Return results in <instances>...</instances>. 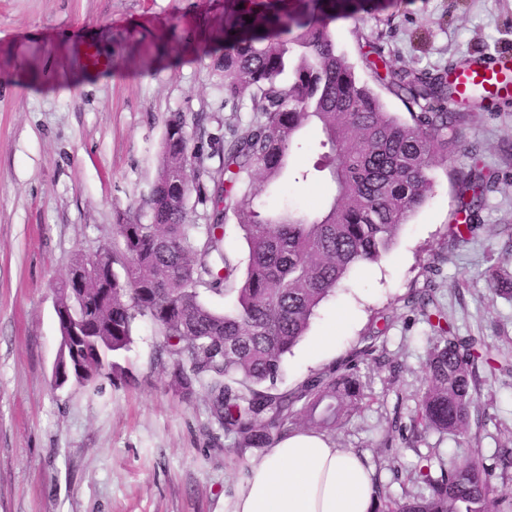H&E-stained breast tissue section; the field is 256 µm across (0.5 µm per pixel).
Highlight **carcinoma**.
<instances>
[{"label": "carcinoma", "instance_id": "obj_1", "mask_svg": "<svg viewBox=\"0 0 512 512\" xmlns=\"http://www.w3.org/2000/svg\"><path fill=\"white\" fill-rule=\"evenodd\" d=\"M336 0H227L222 73L224 101L250 102L253 120L224 142V161L212 195L213 223L187 224L186 204L197 178L185 119L168 121L156 179L148 198L151 222L115 225L119 245L112 262L81 255L72 269L89 268L85 331L68 335V382L89 385L122 372L113 357L131 349L139 320L150 321L159 342L156 360L189 399L206 391L224 434L244 448H268L294 428L296 402L303 418L332 429L366 395L353 374L315 377L297 392H281L284 358L307 333L319 304L349 271L386 254L413 212L433 190L431 161H448V133L458 113L448 110L453 91L447 71L390 69L389 90L405 106L404 118L355 73L330 28ZM253 18L247 22L245 17ZM291 73L288 85L281 75ZM320 128L324 152L313 163L291 164L302 132ZM295 183L328 180L331 199L316 214L299 208L257 209L262 188L283 177ZM484 176L462 183L479 210ZM248 247L246 269L224 252L227 210ZM235 294L233 307L207 299ZM427 358L428 380L418 400L424 430L464 434L476 409L477 362L495 372L490 351L470 336L437 327ZM512 474V448L484 462L479 448L439 461L422 474L428 494L390 499L376 488L374 512H512L497 502L492 473Z\"/></svg>", "mask_w": 512, "mask_h": 512}]
</instances>
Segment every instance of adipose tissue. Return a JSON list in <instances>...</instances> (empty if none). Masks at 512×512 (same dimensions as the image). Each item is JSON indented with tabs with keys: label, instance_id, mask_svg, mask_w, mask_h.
I'll return each mask as SVG.
<instances>
[{
	"label": "adipose tissue",
	"instance_id": "1",
	"mask_svg": "<svg viewBox=\"0 0 512 512\" xmlns=\"http://www.w3.org/2000/svg\"><path fill=\"white\" fill-rule=\"evenodd\" d=\"M375 485V472L359 453L301 430L250 461L224 512H373Z\"/></svg>",
	"mask_w": 512,
	"mask_h": 512
}]
</instances>
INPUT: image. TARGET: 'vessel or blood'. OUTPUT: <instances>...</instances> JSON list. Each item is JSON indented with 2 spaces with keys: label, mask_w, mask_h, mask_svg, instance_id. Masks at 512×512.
Instances as JSON below:
<instances>
[{
  "label": "vessel or blood",
  "mask_w": 512,
  "mask_h": 512,
  "mask_svg": "<svg viewBox=\"0 0 512 512\" xmlns=\"http://www.w3.org/2000/svg\"><path fill=\"white\" fill-rule=\"evenodd\" d=\"M454 98L464 101L480 96L491 101L512 100V52L503 51L492 60H474L464 69L448 74Z\"/></svg>",
  "instance_id": "obj_1"
}]
</instances>
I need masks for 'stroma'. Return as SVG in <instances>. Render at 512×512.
<instances>
[{
	"mask_svg": "<svg viewBox=\"0 0 512 512\" xmlns=\"http://www.w3.org/2000/svg\"><path fill=\"white\" fill-rule=\"evenodd\" d=\"M337 48L387 108L404 112L369 68L376 57L436 72L512 45V0H345ZM224 0H0V512H224L261 451L239 449L210 415L205 390L184 399L154 361L142 320L117 356L130 379L54 385L55 288L77 254L116 242L117 220L148 222L166 124L182 115L202 146L196 184L212 192L224 141L251 119L224 100ZM433 191L377 263L354 267L284 360L281 390L358 366L369 393L327 438L361 453L391 498L425 494L438 457L512 439V372L484 377L461 436L413 426L436 340L409 296L431 289L457 335L512 361V105L461 108ZM482 171L478 227L457 233L471 170ZM328 182H282L261 209L315 211Z\"/></svg>",
	"mask_w": 512,
	"mask_h": 512,
	"instance_id": "obj_1",
	"label": "stroma"
}]
</instances>
